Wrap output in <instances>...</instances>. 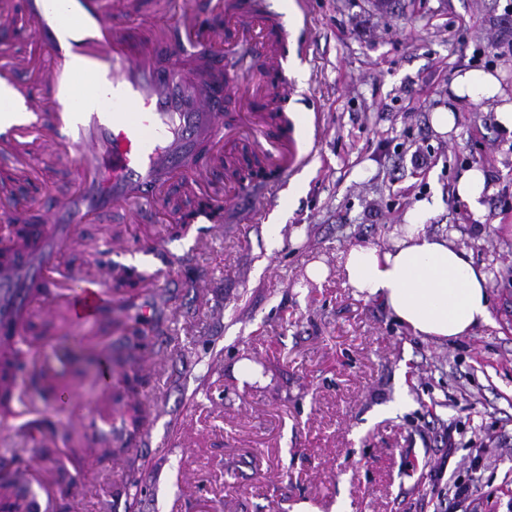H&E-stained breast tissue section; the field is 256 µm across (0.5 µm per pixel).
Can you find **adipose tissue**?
Segmentation results:
<instances>
[{"label": "adipose tissue", "mask_w": 512, "mask_h": 512, "mask_svg": "<svg viewBox=\"0 0 512 512\" xmlns=\"http://www.w3.org/2000/svg\"><path fill=\"white\" fill-rule=\"evenodd\" d=\"M432 210L428 201L416 203L392 246L350 247L345 274L414 335L452 339L491 324L487 274L448 238L427 232Z\"/></svg>", "instance_id": "ef3b65f1"}]
</instances>
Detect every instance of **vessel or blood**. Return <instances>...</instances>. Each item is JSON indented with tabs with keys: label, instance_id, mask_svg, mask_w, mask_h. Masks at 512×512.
<instances>
[{
	"label": "vessel or blood",
	"instance_id": "obj_1",
	"mask_svg": "<svg viewBox=\"0 0 512 512\" xmlns=\"http://www.w3.org/2000/svg\"><path fill=\"white\" fill-rule=\"evenodd\" d=\"M214 6L197 0L152 45L129 34L136 18L130 0H26L33 34L50 64L42 81L46 98L31 92L25 73L0 56V80L12 85L28 109L20 121L0 129V157L25 164L29 137L43 133L48 152L66 155L83 177L65 200L47 195L43 228L10 246L0 263V343L23 333L34 315L61 313L90 323L108 300V280L62 260L80 225L116 208L138 222L174 179L195 184L204 176L203 143L224 136V98L238 84L214 81L207 67H191L188 52L210 55L214 34L199 23ZM267 69H281L280 49L264 39L251 46ZM271 167L288 178L302 165L288 138L269 128Z\"/></svg>",
	"mask_w": 512,
	"mask_h": 512
}]
</instances>
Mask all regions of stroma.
<instances>
[{
  "instance_id": "35a3bbf8",
  "label": "stroma",
  "mask_w": 512,
  "mask_h": 512,
  "mask_svg": "<svg viewBox=\"0 0 512 512\" xmlns=\"http://www.w3.org/2000/svg\"><path fill=\"white\" fill-rule=\"evenodd\" d=\"M261 2L288 33L283 105L306 164L261 203L226 185L252 219L219 232L200 222L166 234L174 217L161 206L151 224L118 209L81 226L67 263L146 280L113 291L93 325L37 320L53 374L30 363L21 380L37 428L67 427L76 458L67 486L43 466L50 440L26 445L18 468L46 488L51 512H470L450 501L454 477L474 504L512 512V137L496 121L512 104L505 0ZM483 70L499 95L436 131L456 78ZM29 155L26 177L0 161L17 201L35 211L45 192L74 190L73 168L40 141ZM469 168L487 181L476 208L455 193ZM431 198L428 232L488 275L491 324L452 340L412 334L342 270L349 246L392 245ZM316 261L329 269L320 281L307 276ZM66 336L82 337L79 357H64ZM134 377L135 399L155 410L130 438ZM52 380L79 396L83 422L42 397Z\"/></svg>"
}]
</instances>
